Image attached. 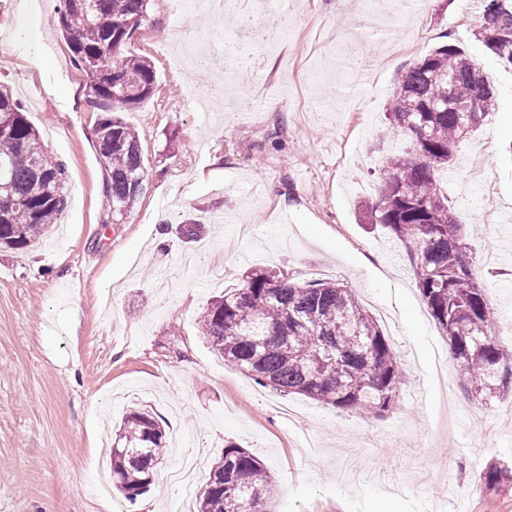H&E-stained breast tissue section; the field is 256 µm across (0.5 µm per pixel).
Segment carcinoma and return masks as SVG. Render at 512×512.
Masks as SVG:
<instances>
[{
    "mask_svg": "<svg viewBox=\"0 0 512 512\" xmlns=\"http://www.w3.org/2000/svg\"><path fill=\"white\" fill-rule=\"evenodd\" d=\"M148 0H62L59 26L94 102L107 110L144 103L156 75L124 46L147 17ZM477 38L512 64V0H482ZM477 102L473 129L494 108L480 67L448 43L412 64L389 99L388 120L410 142L387 158L378 199L365 219L381 224L405 249L417 287L449 342L469 396L479 404L512 392V351L495 341V313L474 274L462 223L437 188L454 163L463 118L457 105ZM103 194L123 221L143 192L138 132L117 117L98 126ZM67 205L65 170L27 122L21 104L0 90V245L37 243ZM203 336L224 361L261 386L301 394L341 410L379 415L399 396L401 373L391 346L352 289L336 282L300 284L263 269L207 304ZM111 448L112 480L134 502L155 486L165 431L146 409L126 413ZM275 494L260 460L228 445L212 466L197 512H266Z\"/></svg>",
    "mask_w": 512,
    "mask_h": 512,
    "instance_id": "carcinoma-1",
    "label": "carcinoma"
}]
</instances>
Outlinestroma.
<instances>
[{
  "instance_id": "obj_1",
  "label": "stroma",
  "mask_w": 512,
  "mask_h": 512,
  "mask_svg": "<svg viewBox=\"0 0 512 512\" xmlns=\"http://www.w3.org/2000/svg\"><path fill=\"white\" fill-rule=\"evenodd\" d=\"M292 0L267 50L265 7L238 28L220 12L150 0L128 49L152 96L119 118L140 135L144 190L124 223L102 206L93 103L58 28L59 0H0V85L66 167L69 201L24 252L0 248V512H179L167 474L209 473L237 444L269 470L271 512H512V397L478 405L398 242L363 211L387 154L397 78L432 49L461 47L496 106L441 182L495 332L512 326V65L475 36L462 0ZM232 50L214 100L178 54ZM193 221L200 236L182 237ZM254 268L352 288L401 369L395 407L372 417L282 396L228 364L198 318ZM152 409L166 432L157 485L136 502L97 469L123 414ZM505 474L487 486L489 468Z\"/></svg>"
}]
</instances>
